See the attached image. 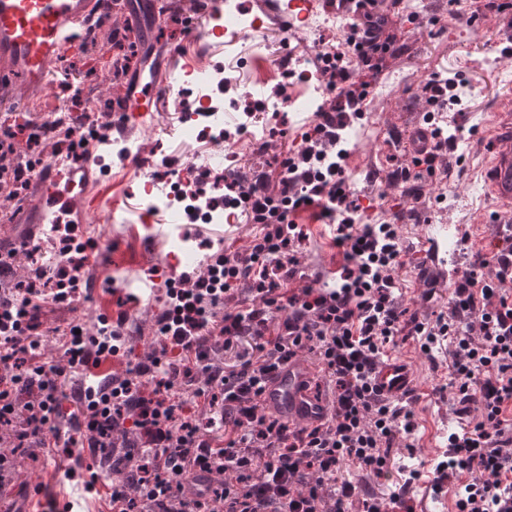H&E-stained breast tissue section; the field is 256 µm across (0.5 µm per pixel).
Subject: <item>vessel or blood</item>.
Masks as SVG:
<instances>
[{"label":"vessel or blood","instance_id":"b4317fda","mask_svg":"<svg viewBox=\"0 0 512 512\" xmlns=\"http://www.w3.org/2000/svg\"><path fill=\"white\" fill-rule=\"evenodd\" d=\"M314 3L315 0H289L283 7L278 0H270L265 14L273 23L291 31L295 20L308 18ZM103 10L102 0H0V91L12 88L18 80L24 90L14 103V111H29L39 97L53 91V65L69 52L81 34L94 26ZM160 95L153 74H138L135 84L120 94L112 131L154 123ZM488 134L492 145L482 164L484 182L498 213L512 215V88L501 94ZM84 177L83 170L56 162L39 165L33 178L37 193L28 203L37 223H58L73 210L88 216L111 209V184H101L75 196L61 190L62 181ZM317 374L316 365L299 357L290 360L267 382L261 396L263 407L291 425L317 424L327 412L325 404L308 389ZM374 383L389 399L401 398L415 386L410 365L396 356L377 366Z\"/></svg>","mask_w":512,"mask_h":512}]
</instances>
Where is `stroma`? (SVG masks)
Listing matches in <instances>:
<instances>
[{
    "instance_id": "obj_1",
    "label": "stroma",
    "mask_w": 512,
    "mask_h": 512,
    "mask_svg": "<svg viewBox=\"0 0 512 512\" xmlns=\"http://www.w3.org/2000/svg\"><path fill=\"white\" fill-rule=\"evenodd\" d=\"M487 0H458L449 7L448 0H377L376 12L382 19L383 34L393 37L394 44L386 56L379 82L368 100L364 114L353 119L341 131L340 146L346 152L344 164L351 178V187L359 195L372 198L375 219H390L401 214L402 234L417 252L410 256L396 279L402 290L401 301L410 310L421 307L424 289L420 263L423 252L432 240V225L452 226L460 242L457 253L449 255L448 266L463 273L476 256L491 257L493 243L499 238L497 225L488 223L493 213V201L486 193L475 172L479 157L487 150L486 122L493 112L502 90L512 86V9L497 13L486 9ZM480 13L481 31H473L467 22L470 13ZM117 25L129 29L137 43L138 55L131 63L128 78H135L139 69H155L156 80L164 92L155 125L128 129V140L148 148L153 161L119 153L116 145L99 147L89 162L92 178L112 182L116 204L115 216L98 213L87 217L82 213L66 215L65 223L75 228L77 236L85 238L96 233L97 253L90 258L92 279L113 278L116 288H126L127 275L147 278L150 269H165L173 234L184 236L190 247L205 255L225 248L244 251L251 239L262 231L258 224H185L172 223L168 211L152 209L144 193V183L157 165H167L170 174L187 166L202 167L209 153L224 152L233 173L250 175L275 171L281 153L290 139L299 137L311 125L310 112H283L264 121L267 132L266 149L253 153L237 140L224 141L215 137L184 141L172 129L187 104L181 92L193 88L194 78L187 75L189 62L196 60L190 35L168 37L153 26L151 10L125 11L117 15ZM341 31L320 32L312 22H305L301 33L285 35L280 29L260 27L247 36H225L222 43L209 53L206 61L221 65L231 85L229 93L208 88L213 102L229 108L232 98L249 92L263 98L278 82L280 60L287 51H295L314 59L318 40H340ZM169 57L172 70H156L161 57ZM111 54L107 45H99L95 54L79 53L57 62L54 72H68L66 83L36 105L33 120L47 118L51 112L70 108L74 92H81L83 109L88 113H104V99L115 98L110 82L101 81L90 71V61L107 65ZM462 79L459 88V111L449 113L448 130L457 133V150L448 158V171L435 181L390 183L389 178L405 162L408 134L418 125L428 110L419 89L431 73ZM29 213L9 204L6 215H0V241L5 245L30 238L40 251H47L50 225L30 234ZM306 238L296 247L303 284L316 288L333 283L339 260L333 242L331 225L300 219ZM114 298L107 289L89 291L77 312L60 306H47L41 316L44 329L66 330L73 315L95 322L99 314L110 311ZM164 302L163 293L138 300L130 306L127 324V347L134 354L150 351L155 344L154 325L157 310ZM389 355L403 358L413 367L416 391L420 397L415 406L417 429L412 442L419 459L428 461L441 454L450 431L457 429L459 419L449 397L440 396L436 389L450 378L434 372L419 350L416 339L398 341L389 348ZM29 449H19L15 467L0 478V512H32L33 502L19 494L21 484H47L57 502H73L76 512H105V494H89L83 480L84 466H77L76 479L65 478L56 458L40 457L31 461Z\"/></svg>"
}]
</instances>
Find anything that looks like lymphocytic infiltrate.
Instances as JSON below:
<instances>
[{"label":"lymphocytic infiltrate","instance_id":"f902f5d3","mask_svg":"<svg viewBox=\"0 0 512 512\" xmlns=\"http://www.w3.org/2000/svg\"><path fill=\"white\" fill-rule=\"evenodd\" d=\"M372 14L350 22L345 46L326 43L316 66L334 88L318 121L291 142L278 185L267 173L224 177L231 203L263 232L242 252H218L165 281L156 316L157 345L112 370L125 356L126 313L70 323L60 361L33 363L45 305L77 309L91 242L63 233L51 269L17 271L32 250L0 257V436L14 447L76 449L91 457L128 450L133 463L109 493L112 512H414L419 465L396 463L416 424L415 392L385 398L372 373L397 336L416 337L433 368H447L459 419L434 461L432 490L453 488L457 512H512V234L492 258H477L456 280L447 310L419 317L404 308L395 274L412 250L398 225L360 223L366 215L344 167L330 161L339 130L359 115L392 45L373 32ZM44 124L29 123L25 142L0 134V198L12 200L35 175L30 151L47 144ZM313 212L333 226L342 262L334 286L293 287L297 217ZM252 303L233 305L240 282ZM447 351V360L436 359ZM316 357L334 394L315 426H291L267 413L269 376L292 357ZM193 391L194 406L178 401ZM397 471L395 490L371 478Z\"/></svg>","mask_w":512,"mask_h":512}]
</instances>
